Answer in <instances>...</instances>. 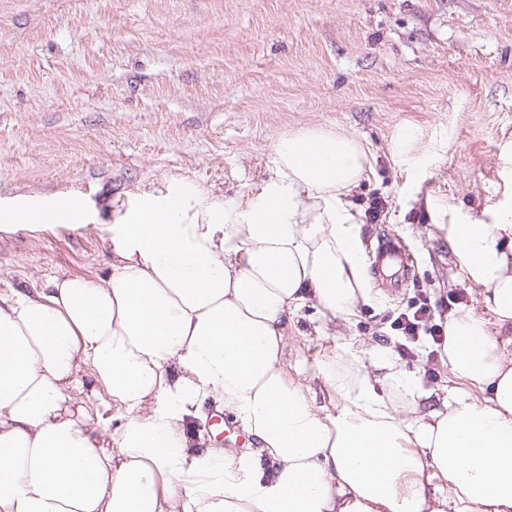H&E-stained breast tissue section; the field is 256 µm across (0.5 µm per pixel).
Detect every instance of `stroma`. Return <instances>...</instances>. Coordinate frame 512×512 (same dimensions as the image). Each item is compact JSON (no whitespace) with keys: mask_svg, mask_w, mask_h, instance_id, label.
<instances>
[{"mask_svg":"<svg viewBox=\"0 0 512 512\" xmlns=\"http://www.w3.org/2000/svg\"><path fill=\"white\" fill-rule=\"evenodd\" d=\"M306 129L360 141L354 208L386 202L361 241L399 236L414 259L350 318L314 300L289 314L286 359L315 399L322 361L393 348L383 319L419 291L494 322L435 222L512 210V0H0V213L75 198L94 215L0 225V289L105 279L119 204L258 193L279 140ZM400 364L422 388L454 383L425 347Z\"/></svg>","mask_w":512,"mask_h":512,"instance_id":"35a3bbf8","label":"stroma"}]
</instances>
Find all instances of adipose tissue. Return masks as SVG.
I'll list each match as a JSON object with an SVG mask.
<instances>
[{"label": "adipose tissue", "instance_id": "ef3b65f1", "mask_svg": "<svg viewBox=\"0 0 512 512\" xmlns=\"http://www.w3.org/2000/svg\"><path fill=\"white\" fill-rule=\"evenodd\" d=\"M365 161L351 136H288L258 194L118 209L106 280L0 290V512H512L511 219L445 227L495 316L445 318L441 361L468 391L348 350L318 370L330 410L288 373L290 309L348 317L371 298L349 202ZM92 219L76 199L9 213ZM84 368L118 430L91 422ZM208 400L249 448L206 444Z\"/></svg>", "mask_w": 512, "mask_h": 512}]
</instances>
